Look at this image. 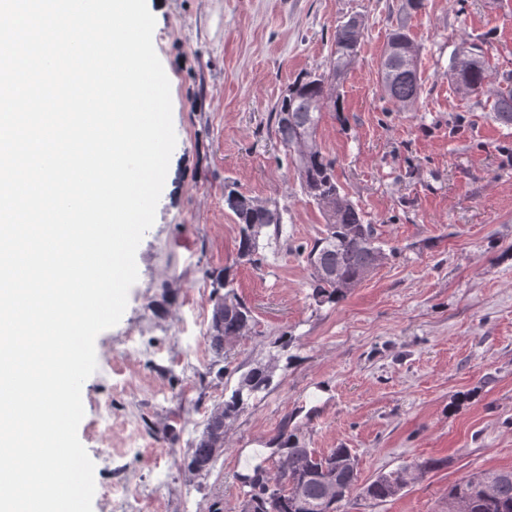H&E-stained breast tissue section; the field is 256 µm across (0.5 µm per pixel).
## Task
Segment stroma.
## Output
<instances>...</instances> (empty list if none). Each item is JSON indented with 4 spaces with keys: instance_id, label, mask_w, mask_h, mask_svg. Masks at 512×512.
Segmentation results:
<instances>
[{
    "instance_id": "1",
    "label": "stroma",
    "mask_w": 512,
    "mask_h": 512,
    "mask_svg": "<svg viewBox=\"0 0 512 512\" xmlns=\"http://www.w3.org/2000/svg\"><path fill=\"white\" fill-rule=\"evenodd\" d=\"M147 0L171 85L177 144L139 277L120 322L96 338L78 437L94 463L93 512H243L242 476L275 469L283 425L306 447L344 446L359 488L344 512H448V487L512 467V125L490 117L512 85V0ZM362 16L364 39L340 82L342 112L317 136L347 197L396 246L338 304L316 305L296 253L323 229L274 132L288 84L321 72L337 21ZM407 16L420 48L415 111L383 98L378 64ZM488 58L481 99L456 91L461 39ZM276 202L282 234L258 263H237L225 183ZM234 265L255 324L228 358L208 331L215 276ZM273 371L224 432L205 474L185 459L240 376ZM437 459L384 502L378 475Z\"/></svg>"
}]
</instances>
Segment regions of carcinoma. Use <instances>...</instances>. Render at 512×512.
I'll return each mask as SVG.
<instances>
[{
	"label": "carcinoma",
	"instance_id": "cac0c4a2",
	"mask_svg": "<svg viewBox=\"0 0 512 512\" xmlns=\"http://www.w3.org/2000/svg\"><path fill=\"white\" fill-rule=\"evenodd\" d=\"M365 24H336L325 72L295 81L275 106V134L295 164L300 188L320 207L325 231L304 251L310 271L309 288L318 305L336 304L368 274L388 259L396 248L384 250L375 225L368 223L362 210L352 203L336 178V159L326 155L316 140L322 112L340 111L339 80L356 63ZM388 45L402 51L400 56L381 58L378 66L382 95L397 109L413 107L421 95L418 76L419 47L409 32L408 18L399 20L389 34ZM456 89L467 96L483 93L488 78L484 56L451 70ZM494 120L512 124V86L499 90L493 106ZM224 205L239 226L237 262L252 263L259 254L260 237L273 228V237L281 234L282 214L275 204L244 195L235 184L224 185ZM218 295L209 327V348L225 357L233 344L250 333L252 311L236 291V279L230 266L215 278ZM271 371L256 366L241 375L228 399L207 417L205 426L189 454L188 467L208 472L214 460L224 452V427L252 398L270 385ZM272 444L279 459L274 473L257 466L253 475L242 477L249 487L246 512H342L358 483L355 456L349 448H332L318 453L300 444L295 431L279 430ZM315 478L304 483L302 493L285 487L286 476L301 479L309 473ZM334 483L341 495L328 498L324 487ZM402 489L399 476L380 475L365 488L367 497L386 501ZM448 512H512V468L473 472L448 486Z\"/></svg>",
	"mask_w": 512,
	"mask_h": 512
}]
</instances>
